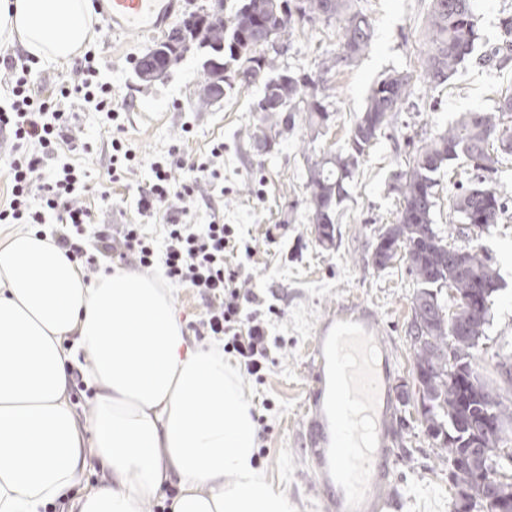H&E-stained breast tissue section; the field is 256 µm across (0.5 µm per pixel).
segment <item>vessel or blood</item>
<instances>
[{
    "label": "vessel or blood",
    "mask_w": 512,
    "mask_h": 512,
    "mask_svg": "<svg viewBox=\"0 0 512 512\" xmlns=\"http://www.w3.org/2000/svg\"><path fill=\"white\" fill-rule=\"evenodd\" d=\"M176 0H100L115 32H154ZM309 460L327 512H395L393 359L374 315L342 305L313 338Z\"/></svg>",
    "instance_id": "b4317fda"
}]
</instances>
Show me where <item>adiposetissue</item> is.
Masks as SVG:
<instances>
[{"instance_id": "ef3b65f1", "label": "adipose tissue", "mask_w": 512, "mask_h": 512, "mask_svg": "<svg viewBox=\"0 0 512 512\" xmlns=\"http://www.w3.org/2000/svg\"><path fill=\"white\" fill-rule=\"evenodd\" d=\"M93 22L89 0H0V40L42 59L72 60ZM256 440L238 372L190 340L170 289L125 270L87 280L48 235L0 241V512H144L171 486L168 512H288Z\"/></svg>"}]
</instances>
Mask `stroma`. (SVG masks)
Instances as JSON below:
<instances>
[{
  "instance_id": "35a3bbf8",
  "label": "stroma",
  "mask_w": 512,
  "mask_h": 512,
  "mask_svg": "<svg viewBox=\"0 0 512 512\" xmlns=\"http://www.w3.org/2000/svg\"><path fill=\"white\" fill-rule=\"evenodd\" d=\"M430 0H360L374 37L370 48L352 65L329 78L334 103L327 128L311 138L304 123L277 136L266 151L247 136L253 124L251 107L261 95V84L234 83L223 100L206 108L196 105V92L205 80L204 54L191 50L167 74L151 85L135 75L138 59L160 36L156 33L117 34L96 25L89 43L100 76L112 85V100L123 107L125 136L139 164L132 174L111 182L106 178L110 153V123L105 113L91 108L74 110L72 125L86 150L62 152L58 160L80 166L89 189L81 195L91 206L96 229L112 231L123 224L144 223L154 237L162 235V216L142 221L136 210V188L150 177V164L172 156L173 175L195 191L192 221L202 225L219 220L238 225L243 250L234 260L244 270L245 291L273 307L271 333L279 341L263 383L242 376L244 395L251 407L270 399L257 424L258 445L267 455L258 459L259 471L275 490L285 492L291 512H323L314 489L306 450L309 391L313 384L310 356L313 338L327 315L341 304L370 309L387 337L395 359L394 398L397 437L394 472L399 512H450L453 491L448 470L440 465L438 447L418 421L417 402L409 397L412 349L406 334L411 302L417 290L404 259L383 270L372 265L371 254L380 232L395 219L399 201L389 189L390 175L406 159L401 144L417 147L447 129L461 113L492 110L502 91L512 90V62L496 67L479 64L502 37L500 20L512 14V0H477L479 40L476 60L460 68L448 84L431 88L421 68L424 21ZM292 50L283 67L316 70L322 56L338 52L337 26L295 29ZM408 71L420 100L435 109L399 114L390 136L380 138L361 162L335 226V244L321 245L308 221L306 181L309 150L339 149L357 113L364 107L373 83L384 72ZM224 155L212 158L215 143ZM209 163L210 172L198 164ZM464 160L444 166L439 175L435 222L452 229L450 200L457 184L467 181ZM493 184L507 201L499 224L479 240L497 268L504 286L494 296L487 330L488 359L481 363L484 380L501 387L502 378L491 357L497 348L512 351V156L503 157ZM110 194L101 201L100 191ZM252 255H245V248Z\"/></svg>"
}]
</instances>
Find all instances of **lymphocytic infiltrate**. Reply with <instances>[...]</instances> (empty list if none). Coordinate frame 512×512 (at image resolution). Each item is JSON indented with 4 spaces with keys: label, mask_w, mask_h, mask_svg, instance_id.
Wrapping results in <instances>:
<instances>
[{
    "label": "lymphocytic infiltrate",
    "mask_w": 512,
    "mask_h": 512,
    "mask_svg": "<svg viewBox=\"0 0 512 512\" xmlns=\"http://www.w3.org/2000/svg\"><path fill=\"white\" fill-rule=\"evenodd\" d=\"M32 62V57L16 54L10 47L0 48V75L10 83L13 96L9 107L0 108V131H11L14 137L0 223L42 224L48 215H55L57 245L90 270L103 260L130 254L141 268L162 265L168 280L194 288L205 301L203 331L223 337L225 353L234 355L256 382H263L272 361V339L264 314L257 309L245 311L241 303L242 268L227 258L239 241L235 225L214 221L194 228V191L176 184L173 162L162 158L152 162L150 180L136 189L139 215H166L162 243H155L141 225L130 224L118 239L99 234L95 253H88L84 233L93 214L78 200L87 188L86 174L68 163L53 172L46 169L61 150L77 148L70 132L69 106L84 103L107 113L111 120L110 180L131 173L138 158L123 135L120 111L112 105V86L98 81L92 66L78 64L70 79L39 88L30 79Z\"/></svg>",
    "instance_id": "1"
}]
</instances>
